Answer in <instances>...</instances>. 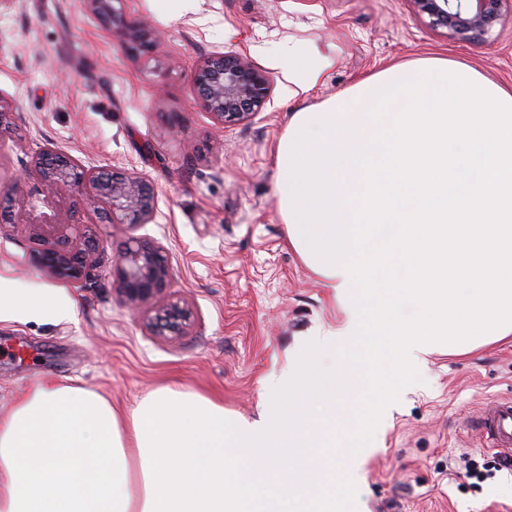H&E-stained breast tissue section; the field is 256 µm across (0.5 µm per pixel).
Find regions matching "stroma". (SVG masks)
Here are the masks:
<instances>
[{"label":"stroma","mask_w":512,"mask_h":512,"mask_svg":"<svg viewBox=\"0 0 512 512\" xmlns=\"http://www.w3.org/2000/svg\"><path fill=\"white\" fill-rule=\"evenodd\" d=\"M113 7L125 21L152 25L153 54L132 56L118 30L79 0H14L0 11V97L15 123L0 136V194L18 210L38 202L35 220L92 225L106 246L101 268L59 278L42 267L29 227L0 226V273L21 288L62 289L76 302L65 317L0 320V411L51 375L126 412L171 387L256 417L262 375L287 369L312 336L346 319L289 247L278 209L274 155L292 112L430 56L512 89V16L484 39L459 43L417 17L409 0H114ZM313 45L336 64L306 101L289 100L272 61L281 50ZM227 51L246 53L272 87L261 112L220 130L190 87L203 57ZM44 148L154 186L155 221L133 234L167 248L172 290L197 313L189 334L158 341L119 302L112 267L125 236L81 193H52L33 177L17 181L23 160ZM376 371L381 383L360 412L393 409L355 444L367 455L337 488L341 512H512V471L497 470L498 452L476 429L487 405L512 398V341L429 355L406 384L389 362ZM467 455L494 475L467 478Z\"/></svg>","instance_id":"1"}]
</instances>
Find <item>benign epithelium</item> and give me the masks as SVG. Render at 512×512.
Returning a JSON list of instances; mask_svg holds the SVG:
<instances>
[{
	"instance_id": "obj_1",
	"label": "benign epithelium",
	"mask_w": 512,
	"mask_h": 512,
	"mask_svg": "<svg viewBox=\"0 0 512 512\" xmlns=\"http://www.w3.org/2000/svg\"><path fill=\"white\" fill-rule=\"evenodd\" d=\"M414 12L429 19L435 29L451 38L473 41L490 33L512 0H410ZM83 10L124 28L127 49L134 56L154 52L157 43L141 22L125 23L115 13L112 0H81ZM192 91L202 108L219 127L239 124L270 102L271 81L266 72L239 53H215L197 66ZM35 175L54 193L82 191L95 210L112 213L116 228L149 224L155 217V192L140 176H118L102 167L83 165L73 156L45 149L23 164L22 176ZM79 244L64 249L44 240V259L59 274L80 275L98 266L104 247L83 225L76 230ZM119 301L129 308L145 331L158 340L172 342L186 333L196 316L188 301L170 292L172 267L163 243L157 239L129 236L113 266Z\"/></svg>"
}]
</instances>
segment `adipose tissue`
<instances>
[{"label":"adipose tissue","instance_id":"1","mask_svg":"<svg viewBox=\"0 0 512 512\" xmlns=\"http://www.w3.org/2000/svg\"><path fill=\"white\" fill-rule=\"evenodd\" d=\"M333 64L314 48L276 60L294 97ZM275 164L288 243L333 289L344 325L267 380L255 420L168 387L127 414L39 382L0 413V512H272L270 448L298 458L286 490L305 512H336V426L282 419L279 398L333 410L375 385L377 359L407 377L437 348L512 336L511 90L442 57L396 65L293 112ZM405 299L417 306L408 318ZM72 308L59 289L0 277V320ZM336 347L345 360L316 374L319 350Z\"/></svg>","mask_w":512,"mask_h":512}]
</instances>
